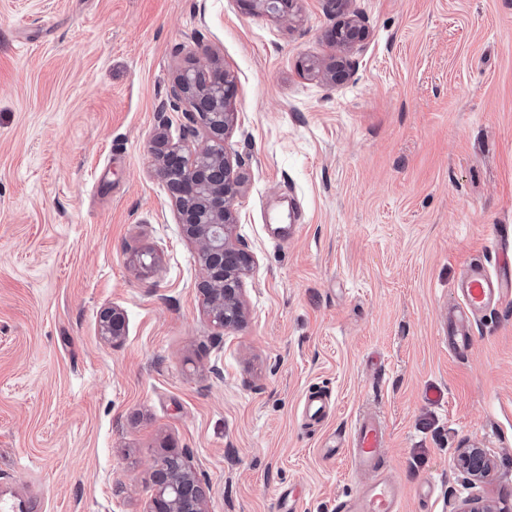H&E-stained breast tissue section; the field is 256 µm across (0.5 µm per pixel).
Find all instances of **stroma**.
Returning <instances> with one entry per match:
<instances>
[{
    "label": "stroma",
    "mask_w": 512,
    "mask_h": 512,
    "mask_svg": "<svg viewBox=\"0 0 512 512\" xmlns=\"http://www.w3.org/2000/svg\"><path fill=\"white\" fill-rule=\"evenodd\" d=\"M352 18L348 50L331 33ZM214 57L237 88L233 238L255 260L224 330L150 152L204 144L173 86ZM505 224L512 0H297L289 21L240 0H0V495L146 512L178 453L206 512H336L368 477L325 445L370 408L401 512H512V307L465 357L443 342L456 281L494 263ZM312 391L333 404L317 426ZM101 336L112 343H119L126 334L125 318L121 311L112 307L104 310L100 316Z\"/></svg>",
    "instance_id": "stroma-1"
}]
</instances>
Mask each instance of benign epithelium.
Segmentation results:
<instances>
[{"mask_svg": "<svg viewBox=\"0 0 512 512\" xmlns=\"http://www.w3.org/2000/svg\"><path fill=\"white\" fill-rule=\"evenodd\" d=\"M249 6L285 16L284 0H249ZM362 37V27L355 22L341 29V42L350 49ZM234 92V82L221 66L182 70L174 97L189 104L207 130L208 140L188 152L163 139L151 146L156 159L154 175L168 186L184 232L198 246L206 271L200 291L211 322L221 328L241 322L243 278L253 264L252 256L230 239L234 204L243 188L224 145L233 123L229 105ZM100 331L104 339L120 342L126 334L122 312L115 307L104 310ZM152 485L147 512H205L206 491L186 462L173 469L167 457H161L153 469Z\"/></svg>", "mask_w": 512, "mask_h": 512, "instance_id": "benign-epithelium-1", "label": "benign epithelium"}]
</instances>
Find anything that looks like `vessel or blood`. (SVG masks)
I'll return each instance as SVG.
<instances>
[{
  "instance_id": "vessel-or-blood-1",
  "label": "vessel or blood",
  "mask_w": 512,
  "mask_h": 512,
  "mask_svg": "<svg viewBox=\"0 0 512 512\" xmlns=\"http://www.w3.org/2000/svg\"><path fill=\"white\" fill-rule=\"evenodd\" d=\"M459 306L448 311V348L466 353L472 343V325L487 311L512 304V258L498 254L493 266L481 262L467 265L456 284ZM387 428L371 412L357 417L340 447L346 448L352 466L367 471L372 479L357 497L340 501L337 512H400L402 490L384 465Z\"/></svg>"
}]
</instances>
